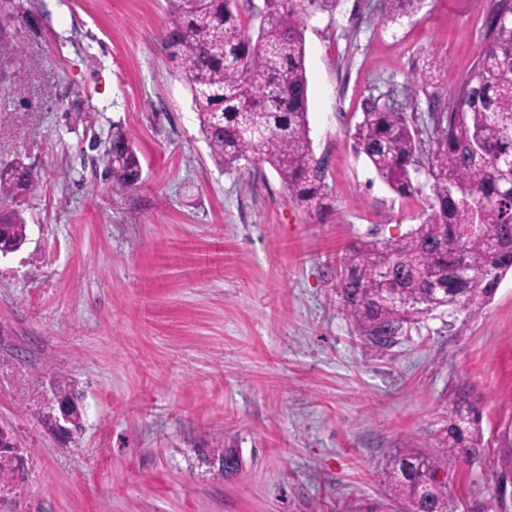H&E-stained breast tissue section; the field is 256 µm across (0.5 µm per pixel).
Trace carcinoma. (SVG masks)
<instances>
[{"label":"carcinoma","instance_id":"obj_1","mask_svg":"<svg viewBox=\"0 0 512 512\" xmlns=\"http://www.w3.org/2000/svg\"><path fill=\"white\" fill-rule=\"evenodd\" d=\"M340 0H265L256 30L244 27L237 0H173L163 34L188 87L200 132L212 159L225 167L266 163L303 209L328 197L325 166L309 137L304 29L318 13L333 14ZM405 15L422 0H383ZM483 46L459 80L448 107L430 115L423 140L406 113L377 100L365 103L355 140L378 176L397 194L416 192V175L431 181L430 212L395 240L359 241L336 264V293L361 341L382 349L433 311H468L489 298L512 269V0H490ZM0 56L25 60L0 35ZM113 187L130 189L142 167L133 141L119 125L104 157ZM21 161L0 167V243L25 242L26 220L15 207L39 188ZM470 224L482 232L466 233ZM394 287L403 304L386 300ZM446 426L435 437L440 455L398 448L386 478L407 512H448V470L485 448L481 411L470 389L450 397ZM496 482L512 479V429L501 432ZM26 461L0 454V485L22 478ZM497 494L468 512H503Z\"/></svg>","mask_w":512,"mask_h":512}]
</instances>
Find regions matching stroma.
Here are the masks:
<instances>
[{
    "mask_svg": "<svg viewBox=\"0 0 512 512\" xmlns=\"http://www.w3.org/2000/svg\"><path fill=\"white\" fill-rule=\"evenodd\" d=\"M170 0H0L24 64L0 75V162L41 178L27 241L0 258V425L29 459L0 512H403L397 448L431 453L470 386L488 446L448 479L451 505L489 496L512 423V271L477 315L434 311L385 350L356 335L334 265L352 243L420 223L354 148L366 101L394 95L425 131L476 60L490 0H423L389 16L341 0L304 31L312 148L329 197L304 210L266 164L225 169L162 42ZM447 59L414 97L417 75ZM131 137L138 185L103 158ZM81 425L53 430L62 394ZM233 448L227 476L209 464ZM112 147L104 157L106 170L112 177L113 187L134 188L141 180L142 167L133 141L119 125L113 126Z\"/></svg>",
    "mask_w": 512,
    "mask_h": 512,
    "instance_id": "35a3bbf8",
    "label": "stroma"
}]
</instances>
